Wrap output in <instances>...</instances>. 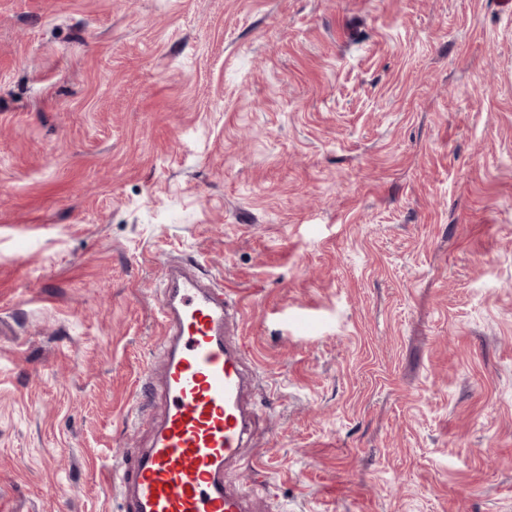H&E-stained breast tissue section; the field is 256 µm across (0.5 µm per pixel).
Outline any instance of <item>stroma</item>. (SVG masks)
I'll return each instance as SVG.
<instances>
[{
	"label": "stroma",
	"mask_w": 512,
	"mask_h": 512,
	"mask_svg": "<svg viewBox=\"0 0 512 512\" xmlns=\"http://www.w3.org/2000/svg\"><path fill=\"white\" fill-rule=\"evenodd\" d=\"M178 258L255 512H512V0H0V512H121Z\"/></svg>",
	"instance_id": "1"
}]
</instances>
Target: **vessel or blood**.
I'll return each mask as SVG.
<instances>
[{"label":"vessel or blood","instance_id":"b4317fda","mask_svg":"<svg viewBox=\"0 0 512 512\" xmlns=\"http://www.w3.org/2000/svg\"><path fill=\"white\" fill-rule=\"evenodd\" d=\"M164 328L146 399L162 409L142 448H125L113 468L122 512H249V500L225 473L251 440L257 414L243 391L255 367L231 329L239 298L174 261L159 277Z\"/></svg>","mask_w":512,"mask_h":512}]
</instances>
